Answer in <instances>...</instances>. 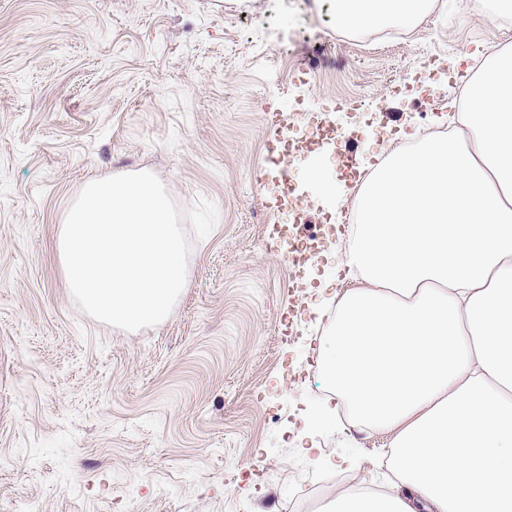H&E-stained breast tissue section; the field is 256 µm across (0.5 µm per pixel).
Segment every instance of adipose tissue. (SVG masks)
Returning <instances> with one entry per match:
<instances>
[{
    "mask_svg": "<svg viewBox=\"0 0 512 512\" xmlns=\"http://www.w3.org/2000/svg\"><path fill=\"white\" fill-rule=\"evenodd\" d=\"M338 28L411 27L433 0H331ZM453 137L396 151L356 195L357 239L332 254L320 361L358 423L388 436L396 482L361 462L321 512H512V49L464 78Z\"/></svg>",
    "mask_w": 512,
    "mask_h": 512,
    "instance_id": "1",
    "label": "adipose tissue"
}]
</instances>
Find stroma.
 <instances>
[{
	"mask_svg": "<svg viewBox=\"0 0 512 512\" xmlns=\"http://www.w3.org/2000/svg\"><path fill=\"white\" fill-rule=\"evenodd\" d=\"M482 3L435 0L386 42L337 31L328 0H0V512H315L327 460L349 455L390 483L387 437L342 414L306 428L327 397L314 307L348 283L326 259L298 275L284 260L267 113L338 130L294 179L347 155L372 174L447 126L455 60L512 48ZM140 171L219 219L170 316L127 332L77 307L55 241L88 179ZM352 188L305 186L302 221L334 251ZM291 372L305 382L287 393Z\"/></svg>",
	"mask_w": 512,
	"mask_h": 512,
	"instance_id": "1",
	"label": "stroma"
}]
</instances>
